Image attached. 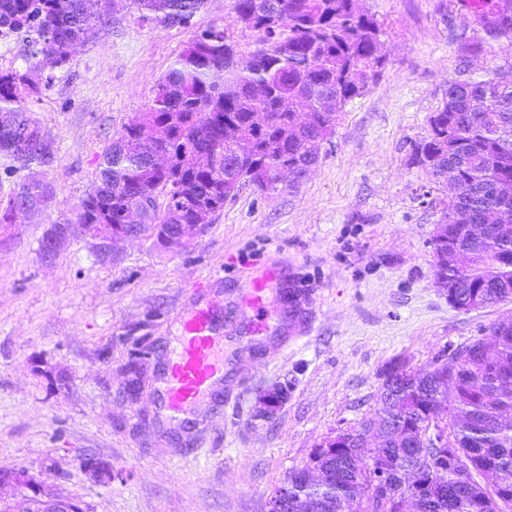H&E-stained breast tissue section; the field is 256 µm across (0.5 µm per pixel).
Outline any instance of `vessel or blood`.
I'll return each mask as SVG.
<instances>
[{"instance_id": "vessel-or-blood-1", "label": "vessel or blood", "mask_w": 512, "mask_h": 512, "mask_svg": "<svg viewBox=\"0 0 512 512\" xmlns=\"http://www.w3.org/2000/svg\"><path fill=\"white\" fill-rule=\"evenodd\" d=\"M224 336L220 314L209 303H199L181 316V333L174 351L166 356L163 379L165 409L187 415L203 402H222Z\"/></svg>"}]
</instances>
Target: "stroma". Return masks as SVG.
I'll list each match as a JSON object with an SVG mask.
<instances>
[{
  "instance_id": "35a3bbf8",
  "label": "stroma",
  "mask_w": 512,
  "mask_h": 512,
  "mask_svg": "<svg viewBox=\"0 0 512 512\" xmlns=\"http://www.w3.org/2000/svg\"><path fill=\"white\" fill-rule=\"evenodd\" d=\"M359 5L382 27L384 65L317 165L272 197L243 187L179 251L142 237L102 258L74 232L46 261L40 244L74 217L104 150L196 33L229 28L242 62L258 50L234 0H204L185 26L141 22L135 0H112L95 37L27 100L54 158L36 175L0 167V194L34 175L51 189L39 216L0 224V471H27L90 512H268L315 448L374 417L391 361L428 368L512 317V303L460 311L439 288L437 189L414 158L449 82L512 62V42L483 40L464 0ZM258 281L262 334L250 320ZM201 300L224 314L227 401L186 431L160 416L157 383L179 313ZM273 387L287 398L266 419L257 399ZM90 457L111 465V482L88 473Z\"/></svg>"
}]
</instances>
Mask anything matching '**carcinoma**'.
<instances>
[{
    "mask_svg": "<svg viewBox=\"0 0 512 512\" xmlns=\"http://www.w3.org/2000/svg\"><path fill=\"white\" fill-rule=\"evenodd\" d=\"M140 19L187 25L204 0H134ZM109 0H0V27L36 29L39 48L21 72H0V161L5 170L46 165L52 143L27 114L40 87L30 74L70 63L74 46L96 34ZM237 22L265 48L245 63L226 30L198 33L154 85L138 121L126 125L104 152L95 192L66 223H124L142 209V231L163 241L173 224H205L253 179L297 188L333 134L343 107L379 76L381 25L358 0H235ZM476 24L512 41V0H481ZM156 137L140 139V123ZM231 125L252 143L240 154L224 140ZM305 142L308 149L297 151ZM170 155L167 171L150 157ZM417 163L438 180L441 216L432 238L434 274L449 282V303L471 312L512 302V63L488 78L456 79L429 118L416 146ZM457 173L448 181V169ZM48 193L24 182L0 197V224ZM461 261H443L440 238ZM448 363L414 370L398 360L386 369L379 411L357 431L378 441L370 458L353 445L316 448L272 495L283 512H512V318L444 353ZM470 472L455 482L448 465ZM412 467L431 480L397 503L398 484L381 490L375 471Z\"/></svg>",
    "mask_w": 512,
    "mask_h": 512,
    "instance_id": "1",
    "label": "carcinoma"
}]
</instances>
